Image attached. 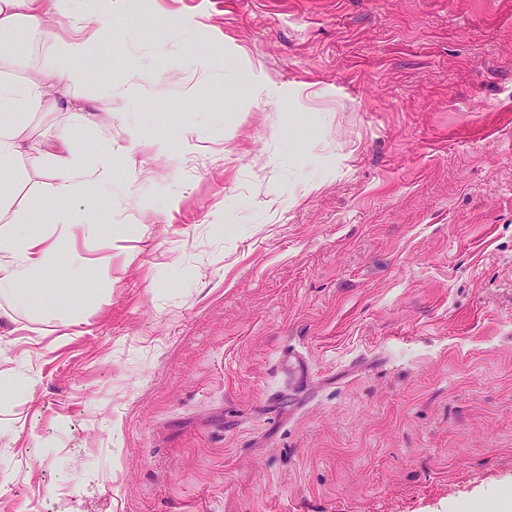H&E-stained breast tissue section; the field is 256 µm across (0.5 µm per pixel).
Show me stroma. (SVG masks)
<instances>
[{"label":"stroma","mask_w":512,"mask_h":512,"mask_svg":"<svg viewBox=\"0 0 512 512\" xmlns=\"http://www.w3.org/2000/svg\"><path fill=\"white\" fill-rule=\"evenodd\" d=\"M105 73L14 164L0 512H491L512 495V0H67ZM0 83L50 79L52 43ZM89 113L76 125L71 109ZM85 287L65 291L71 256ZM53 155V168L58 179V191L69 193L82 180L108 179L112 170V151L103 154L99 165L93 170H79L67 155L68 145L63 140L59 145L50 147ZM11 225V231L0 236V251L11 252L15 260L9 265H0V294L11 295L18 302L38 309L43 304V294L19 287L35 274L47 277L51 273L52 248L45 238L28 234L24 225Z\"/></svg>","instance_id":"stroma-1"}]
</instances>
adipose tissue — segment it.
<instances>
[{"mask_svg":"<svg viewBox=\"0 0 512 512\" xmlns=\"http://www.w3.org/2000/svg\"><path fill=\"white\" fill-rule=\"evenodd\" d=\"M63 0H0V34L9 35L19 28H27L36 36H43L46 20L62 11ZM90 47L88 40L71 38L55 43L53 61L56 78L54 88H47L43 81L32 79L20 85L0 86V175L8 176L20 154L24 142L29 138L20 114L29 105L48 103L51 92H59L70 99H80L91 74L82 64ZM53 168L58 179V190L69 193L76 184L84 180H104L112 170L111 154H103L98 166L92 170L78 169L68 155L67 143L53 146ZM0 251L14 256L9 265H0V294L12 296L30 308H39L43 296L25 289L27 280L33 275L48 276L53 264L52 248L45 238L30 235L23 225H13L10 232L0 236Z\"/></svg>","mask_w":512,"mask_h":512,"instance_id":"adipose-tissue-1","label":"adipose tissue"}]
</instances>
